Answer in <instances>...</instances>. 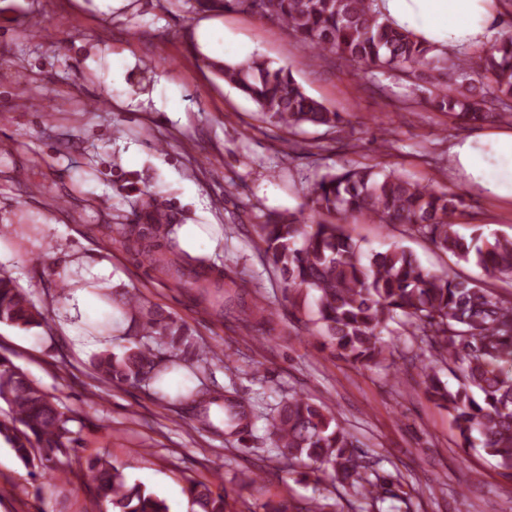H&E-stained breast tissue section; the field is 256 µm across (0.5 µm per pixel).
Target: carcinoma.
<instances>
[{
  "label": "carcinoma",
  "mask_w": 512,
  "mask_h": 512,
  "mask_svg": "<svg viewBox=\"0 0 512 512\" xmlns=\"http://www.w3.org/2000/svg\"><path fill=\"white\" fill-rule=\"evenodd\" d=\"M374 0H194L201 12L238 11L279 21L299 43L318 56L333 54L350 66L389 73L409 83L432 108L464 122L484 123L512 118V35L461 57H445L413 34L380 20ZM206 67L224 83L254 102L268 122L290 130L324 127L344 133V118L309 95L290 69L254 56L244 62L208 58ZM308 207L343 218L361 215L377 224H392L430 242L459 261L476 258L487 273L512 282V236L456 229L464 206L461 195L437 190L376 164H355L318 176L308 190ZM165 212L148 206L144 225L122 228L125 241L162 269L174 270L183 287L198 290L208 301L210 262L201 257L173 263L176 225L162 224ZM268 265L280 271L296 292H313L314 325L323 344L353 366L379 364L393 355L384 334L396 323L427 347L432 360L421 361L429 398L448 410L460 447L471 449L512 471V297L500 295L474 280L449 272L432 273L417 257L393 245L365 257L343 225L293 213L260 226ZM233 293L223 290L216 312L234 314L244 328L270 320L272 312L259 302L244 301L247 281L231 279ZM126 305L138 311L136 329L127 335L120 356L102 352L93 359L101 381L110 384L151 383L166 372L164 359L150 347L157 339L175 355L204 372L220 354L202 349L184 323L136 297ZM44 316L17 286L0 272V324L32 329ZM442 362L459 375L450 388L435 370ZM0 402L15 415L19 427L0 423V437L25 467L52 463L63 475L75 470L74 451L66 441L73 417L58 398L45 392L19 366L0 355ZM228 430L251 431L258 415L243 403L223 404ZM269 440L274 460L302 463V479L321 472L374 508L392 494L393 480L366 460L361 445L322 401L296 393L271 417ZM99 512H170L166 501L126 476L105 456L87 460ZM185 492L197 512H229L224 489L210 480H187Z\"/></svg>",
  "instance_id": "obj_1"
}]
</instances>
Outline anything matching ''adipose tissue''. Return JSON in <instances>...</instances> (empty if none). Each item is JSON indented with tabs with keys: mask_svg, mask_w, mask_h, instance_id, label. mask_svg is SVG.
<instances>
[{
	"mask_svg": "<svg viewBox=\"0 0 512 512\" xmlns=\"http://www.w3.org/2000/svg\"><path fill=\"white\" fill-rule=\"evenodd\" d=\"M375 7L383 21L440 51H469L503 34L501 0H377ZM450 155L468 184L512 202V130L455 141Z\"/></svg>",
	"mask_w": 512,
	"mask_h": 512,
	"instance_id": "1",
	"label": "adipose tissue"
}]
</instances>
